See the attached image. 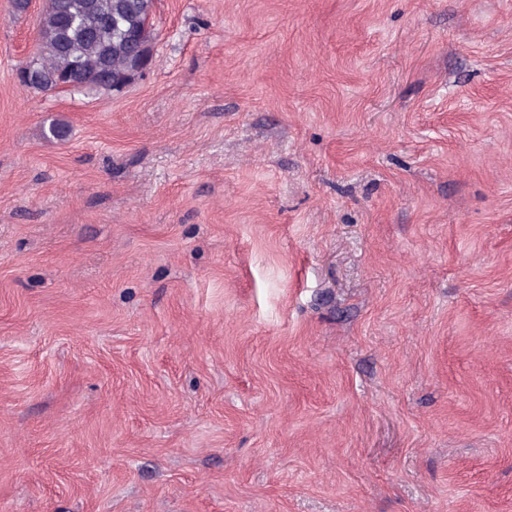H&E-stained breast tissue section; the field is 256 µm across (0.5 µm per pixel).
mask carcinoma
Instances as JSON below:
<instances>
[{
  "instance_id": "carcinoma-1",
  "label": "carcinoma",
  "mask_w": 512,
  "mask_h": 512,
  "mask_svg": "<svg viewBox=\"0 0 512 512\" xmlns=\"http://www.w3.org/2000/svg\"><path fill=\"white\" fill-rule=\"evenodd\" d=\"M147 0H46L36 24L35 59L43 72L75 73L80 87L109 94L117 79L139 74L138 43H152L145 22Z\"/></svg>"
}]
</instances>
